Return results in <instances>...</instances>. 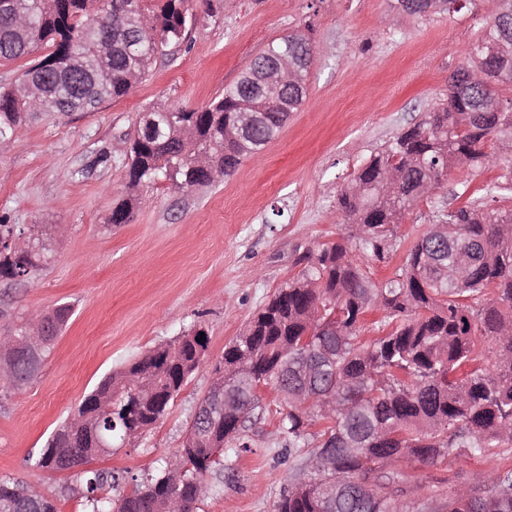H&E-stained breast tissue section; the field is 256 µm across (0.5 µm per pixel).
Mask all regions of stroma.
Wrapping results in <instances>:
<instances>
[{
    "label": "stroma",
    "mask_w": 512,
    "mask_h": 512,
    "mask_svg": "<svg viewBox=\"0 0 512 512\" xmlns=\"http://www.w3.org/2000/svg\"><path fill=\"white\" fill-rule=\"evenodd\" d=\"M395 0H189L196 23L187 40L157 59L131 92L91 112L43 113L0 150V216L39 235L50 260L35 283H0V330L11 317L66 304L71 316L39 374L19 387L0 383V479L82 512L76 471L39 464L52 432L113 371L153 347L205 329L207 363L166 414L133 445L91 459V470L121 475L98 495L117 499L182 448L210 389L224 346L302 270V255L344 242L341 189L401 129L448 102V78L483 36L496 0L454 14L417 17ZM312 27L314 62L304 106L280 137L244 158L223 181L181 189L140 187L128 223H111L130 194L129 139L148 109L198 108L233 84L251 59L288 33ZM498 167L450 172L398 229L413 244L436 208L484 195ZM65 226L58 234L57 226ZM263 414L241 434L247 451H225L218 479L193 512H275L307 449H286L285 406L270 386ZM504 452L419 462L406 472L428 512L448 497L445 477L486 489Z\"/></svg>",
    "instance_id": "35a3bbf8"
}]
</instances>
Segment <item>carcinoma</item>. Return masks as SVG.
<instances>
[{
	"label": "carcinoma",
	"instance_id": "obj_1",
	"mask_svg": "<svg viewBox=\"0 0 512 512\" xmlns=\"http://www.w3.org/2000/svg\"><path fill=\"white\" fill-rule=\"evenodd\" d=\"M189 0H0V60L15 61L37 48L49 53L29 64L19 83L0 87V140H8L34 114L21 84L32 81L47 112L89 110L126 96L130 71L146 74L153 61L183 43L193 23ZM34 28L21 30L16 11ZM489 25L477 51L492 73H512V52L490 47L503 41ZM288 54L301 73L313 59L311 39L292 33L256 54L242 74L209 104L149 110L130 144L129 184L165 178L182 188L207 185L192 166L203 151L212 167L230 175L242 159L271 142L286 124L279 94L256 84L254 66ZM87 70L76 79L69 62ZM458 67L448 80V103L429 111L370 155L341 191L347 240L305 257L304 269L277 289L243 333L224 347L214 372H228L227 394L250 415L260 408L258 388L274 387L288 411L280 433L295 448L315 450L294 475L277 512H414L404 464L434 463L491 448L512 451V212L490 208V199L512 193V99L487 112L495 91L473 89ZM259 112L263 126L239 131L241 113ZM506 165L482 198L441 213L445 238L435 225L406 251L381 283L370 266L386 265L400 243L397 228L453 170ZM137 204L131 197L113 210L126 224ZM48 249L0 251V280L29 283L47 264ZM384 312L379 335L361 339L364 314ZM70 308L44 315L48 343L67 322ZM200 330L160 344L110 374L85 396L78 417L52 433L39 464L54 471L78 467L110 453L125 429L147 430L163 417L182 386L207 362L196 348ZM484 346L478 347V339ZM44 354L13 358L16 383L38 374ZM318 424L317 433L309 432ZM244 425L205 421L191 447L114 502L97 495L116 477L83 476L84 512H192L202 498L198 484L220 461L213 449L239 438ZM448 512H512V468L505 467L483 492L465 486L448 493ZM0 512H58L53 500L32 499L18 482L0 480Z\"/></svg>",
	"mask_w": 512,
	"mask_h": 512
}]
</instances>
